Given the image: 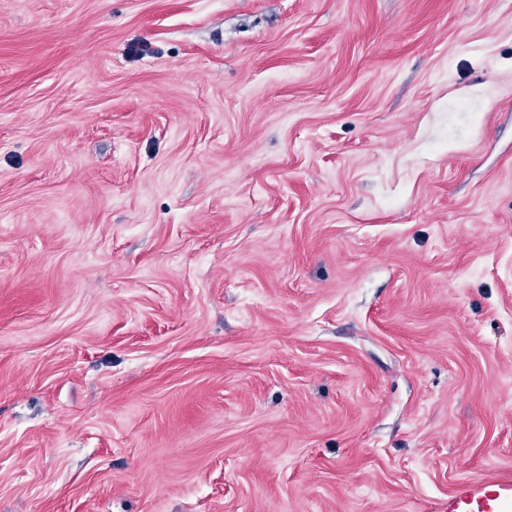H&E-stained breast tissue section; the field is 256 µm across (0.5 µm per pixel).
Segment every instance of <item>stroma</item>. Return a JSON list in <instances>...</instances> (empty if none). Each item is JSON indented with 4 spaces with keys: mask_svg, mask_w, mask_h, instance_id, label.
<instances>
[{
    "mask_svg": "<svg viewBox=\"0 0 512 512\" xmlns=\"http://www.w3.org/2000/svg\"><path fill=\"white\" fill-rule=\"evenodd\" d=\"M512 503V0H0V512Z\"/></svg>",
    "mask_w": 512,
    "mask_h": 512,
    "instance_id": "35a3bbf8",
    "label": "stroma"
}]
</instances>
